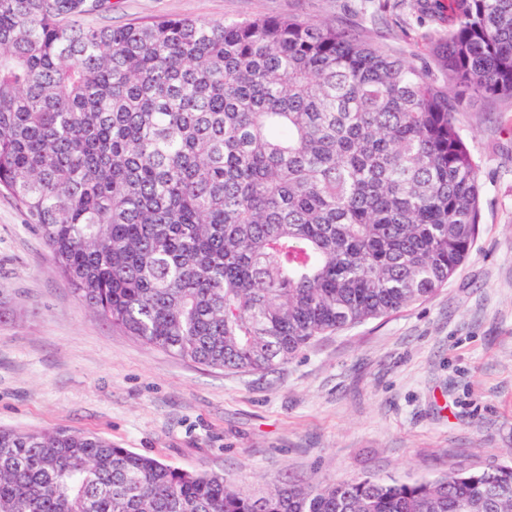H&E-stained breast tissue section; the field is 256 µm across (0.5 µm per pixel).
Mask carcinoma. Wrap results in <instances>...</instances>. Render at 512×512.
Returning a JSON list of instances; mask_svg holds the SVG:
<instances>
[{
	"label": "carcinoma",
	"instance_id": "obj_1",
	"mask_svg": "<svg viewBox=\"0 0 512 512\" xmlns=\"http://www.w3.org/2000/svg\"><path fill=\"white\" fill-rule=\"evenodd\" d=\"M0 0V191L92 313L272 370L432 294L479 233L475 155L422 67L300 18L92 27ZM445 76L512 98V0H448ZM0 512H512V466L246 493L89 432L0 428Z\"/></svg>",
	"mask_w": 512,
	"mask_h": 512
}]
</instances>
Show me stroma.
Here are the masks:
<instances>
[{"instance_id": "stroma-1", "label": "stroma", "mask_w": 512, "mask_h": 512, "mask_svg": "<svg viewBox=\"0 0 512 512\" xmlns=\"http://www.w3.org/2000/svg\"><path fill=\"white\" fill-rule=\"evenodd\" d=\"M112 0L95 27L158 17L297 16L435 67L448 12L411 0ZM455 98L478 164L479 234L433 295L318 337L272 371L147 347L81 305L25 213L0 192V427L97 433L244 491L313 478L433 479L512 465V100Z\"/></svg>"}]
</instances>
